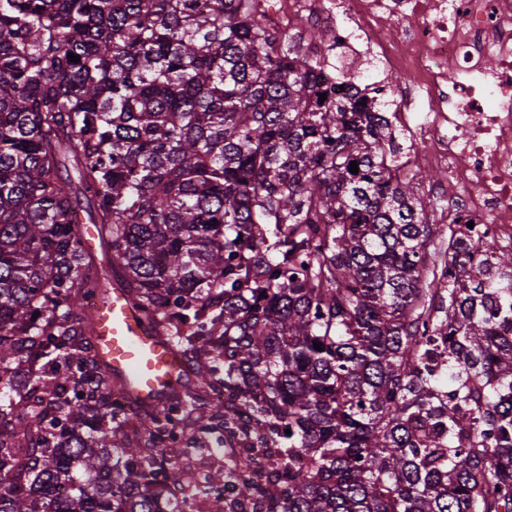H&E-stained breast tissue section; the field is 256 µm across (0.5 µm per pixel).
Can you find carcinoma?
<instances>
[{"instance_id":"cac0c4a2","label":"carcinoma","mask_w":512,"mask_h":512,"mask_svg":"<svg viewBox=\"0 0 512 512\" xmlns=\"http://www.w3.org/2000/svg\"><path fill=\"white\" fill-rule=\"evenodd\" d=\"M320 66L257 0H0V512H512V244ZM114 288L187 360L155 403ZM95 351L103 362L127 381L143 402L160 399L184 372L183 355L161 339L127 302L121 288L106 301L91 304Z\"/></svg>"}]
</instances>
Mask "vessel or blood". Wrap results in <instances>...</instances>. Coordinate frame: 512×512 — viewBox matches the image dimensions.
<instances>
[{"mask_svg": "<svg viewBox=\"0 0 512 512\" xmlns=\"http://www.w3.org/2000/svg\"><path fill=\"white\" fill-rule=\"evenodd\" d=\"M95 350L103 362L127 381L141 401L160 399L186 367L183 355L161 339L128 303L122 289L91 304Z\"/></svg>", "mask_w": 512, "mask_h": 512, "instance_id": "1", "label": "vessel or blood"}]
</instances>
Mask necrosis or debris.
Listing matches in <instances>:
<instances>
[{
	"instance_id": "obj_1",
	"label": "necrosis or debris",
	"mask_w": 512,
	"mask_h": 512,
	"mask_svg": "<svg viewBox=\"0 0 512 512\" xmlns=\"http://www.w3.org/2000/svg\"><path fill=\"white\" fill-rule=\"evenodd\" d=\"M278 17L329 25L334 48L365 45L394 90L392 127L408 142L401 174L447 171L429 188L449 222L512 241V0H262Z\"/></svg>"
}]
</instances>
